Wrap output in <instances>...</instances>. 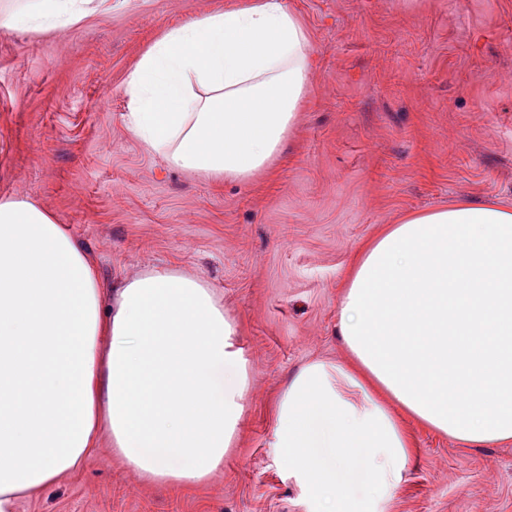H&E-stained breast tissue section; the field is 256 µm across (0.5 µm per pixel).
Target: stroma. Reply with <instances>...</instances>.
Listing matches in <instances>:
<instances>
[{"label":"stroma","mask_w":512,"mask_h":512,"mask_svg":"<svg viewBox=\"0 0 512 512\" xmlns=\"http://www.w3.org/2000/svg\"><path fill=\"white\" fill-rule=\"evenodd\" d=\"M250 0H89L46 32L0 26V198L48 211L102 275L207 279L239 324L251 388L223 469L144 482L102 447L17 512H319L271 446L301 366L345 364L343 274L404 217L512 209V0H285L310 33V93L272 173L216 183L129 131L124 86L169 29ZM410 442L379 512H512V442L470 448L394 407Z\"/></svg>","instance_id":"1"}]
</instances>
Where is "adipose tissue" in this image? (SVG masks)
Listing matches in <instances>:
<instances>
[{"mask_svg":"<svg viewBox=\"0 0 512 512\" xmlns=\"http://www.w3.org/2000/svg\"><path fill=\"white\" fill-rule=\"evenodd\" d=\"M80 2L39 0L9 23L48 31ZM309 45L282 0L172 28L125 82L128 129L174 167L249 182L294 128ZM338 318L350 363L289 380L271 443L322 512H376L401 482L409 443L387 400L465 446L512 441L511 209L462 201L386 226ZM237 336L203 278L154 267L105 285L51 214L0 199V512L77 470L103 431L146 482H205L245 409Z\"/></svg>","mask_w":512,"mask_h":512,"instance_id":"1","label":"adipose tissue"}]
</instances>
